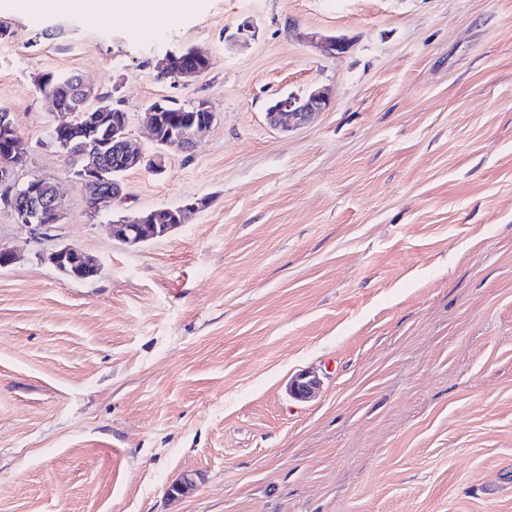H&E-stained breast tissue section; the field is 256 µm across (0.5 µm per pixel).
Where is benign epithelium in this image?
I'll return each instance as SVG.
<instances>
[{
	"instance_id": "benign-epithelium-1",
	"label": "benign epithelium",
	"mask_w": 512,
	"mask_h": 512,
	"mask_svg": "<svg viewBox=\"0 0 512 512\" xmlns=\"http://www.w3.org/2000/svg\"><path fill=\"white\" fill-rule=\"evenodd\" d=\"M204 73L194 57H189L180 67L176 68L175 75L179 79L190 81ZM62 94L77 95L82 104L86 105L82 119L91 133H99L101 129H112V154L115 157V165L125 170L149 169L159 174L164 168L163 151L156 150L149 154L133 145L129 138L125 118L120 112L102 102L98 93L81 79H75L70 83L60 85ZM329 105V98L321 89L311 91L305 97L293 95L283 96L274 100L267 109L266 118L269 124L275 128L299 127L310 123ZM194 111L198 112V120L192 122L189 129L183 131L174 128L170 131L163 128L160 115L165 112L166 100L159 99L152 103L145 119L150 127L154 144H163L167 140H179L185 151L194 149L197 145V137L200 131L208 128L214 121V113L209 110L207 102L203 99L193 103ZM19 167L16 160H8L0 163V187L4 192L0 194V208L9 211L14 223L30 229V234L35 238L48 235V233L64 218V207L61 205L60 195L55 192L43 191L41 180H29L22 185L14 181L15 171ZM110 171L107 160L101 153H93L85 157L82 175L76 181L79 190L97 188L103 191L104 200L110 201L121 192L119 182L109 180L106 174ZM52 216L49 224L41 223L44 215ZM175 219L171 228L181 224L186 218V210L183 207L176 209L162 208L139 214L125 221L123 224L111 225L112 237L116 240L133 246L149 238L155 228V224L168 222ZM47 260L57 270L75 279H84L86 275L80 273L74 265L78 264L83 269L90 271L94 276L98 267L93 258L82 251L70 247H61L47 256ZM320 387L318 377L310 372L297 374L288 385L290 395L298 400L312 398Z\"/></svg>"
}]
</instances>
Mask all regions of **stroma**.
Instances as JSON below:
<instances>
[{"label": "stroma", "mask_w": 512, "mask_h": 512, "mask_svg": "<svg viewBox=\"0 0 512 512\" xmlns=\"http://www.w3.org/2000/svg\"><path fill=\"white\" fill-rule=\"evenodd\" d=\"M132 2L0 12L16 179L65 207L39 239L0 210V512H512V0H204L167 27ZM185 47L209 69L159 77ZM45 72L110 96L149 152L155 100L216 119L92 217L44 145ZM316 87L325 112L270 126ZM200 198L165 237L110 233ZM66 245L97 275L47 262ZM51 5L59 11H68L79 7L95 19L108 18L126 12L131 7L128 0H51ZM82 1V2H74ZM329 105L322 89H315L305 97L293 95L274 100L267 109L266 118L274 128L299 127L310 123ZM47 260L57 270L75 279H86L87 277L95 276L98 272L97 264L93 258L70 246L61 247L49 253ZM76 264L90 271V274L84 275L79 273L76 268H72ZM320 387L318 377L311 372L297 374L288 385L290 395L298 400L312 398Z\"/></svg>", "instance_id": "35a3bbf8"}]
</instances>
